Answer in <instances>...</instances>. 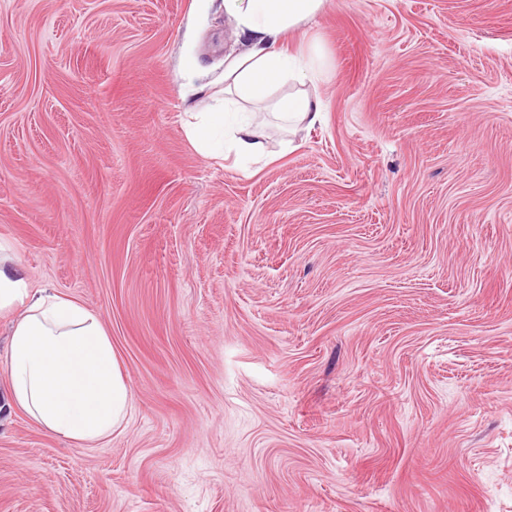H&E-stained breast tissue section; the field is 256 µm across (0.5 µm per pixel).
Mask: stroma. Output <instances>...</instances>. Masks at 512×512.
<instances>
[{"instance_id":"1","label":"stroma","mask_w":512,"mask_h":512,"mask_svg":"<svg viewBox=\"0 0 512 512\" xmlns=\"http://www.w3.org/2000/svg\"><path fill=\"white\" fill-rule=\"evenodd\" d=\"M321 124L187 140L223 0H0V242L131 393L85 448L9 407L0 512H512V0H326Z\"/></svg>"}]
</instances>
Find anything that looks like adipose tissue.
Here are the masks:
<instances>
[{"label":"adipose tissue","instance_id":"ef3b65f1","mask_svg":"<svg viewBox=\"0 0 512 512\" xmlns=\"http://www.w3.org/2000/svg\"><path fill=\"white\" fill-rule=\"evenodd\" d=\"M325 0H224V13L248 48L224 68V87L204 112L191 113L184 133L205 157L263 154L252 108L280 127L320 123L315 94L325 69L321 46L305 40ZM15 313L6 356L11 401L50 434L92 445L125 421L131 394L111 337L85 305L32 290L0 260V312Z\"/></svg>","mask_w":512,"mask_h":512}]
</instances>
